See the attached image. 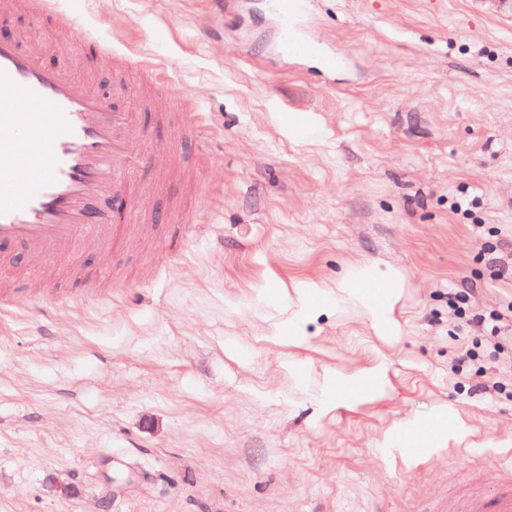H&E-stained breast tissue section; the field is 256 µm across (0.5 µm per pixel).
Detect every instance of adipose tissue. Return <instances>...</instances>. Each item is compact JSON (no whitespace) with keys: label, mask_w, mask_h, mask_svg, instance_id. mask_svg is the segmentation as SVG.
Listing matches in <instances>:
<instances>
[{"label":"adipose tissue","mask_w":512,"mask_h":512,"mask_svg":"<svg viewBox=\"0 0 512 512\" xmlns=\"http://www.w3.org/2000/svg\"><path fill=\"white\" fill-rule=\"evenodd\" d=\"M401 288L397 272L381 270L368 261L357 263L345 271L336 287L335 296H327L313 284L300 285L296 289L299 310L290 323L293 337L297 340L302 338L307 314L334 303L358 307L381 335H396L394 308L400 300ZM436 419L441 427L435 431L425 423L415 420L407 422L394 433L389 441L390 446L427 448L438 439L452 437L455 433L453 414L440 413Z\"/></svg>","instance_id":"ef3b65f1"}]
</instances>
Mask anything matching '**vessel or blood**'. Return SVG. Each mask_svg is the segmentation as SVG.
I'll return each mask as SVG.
<instances>
[{"instance_id":"b4317fda","label":"vessel or blood","mask_w":512,"mask_h":512,"mask_svg":"<svg viewBox=\"0 0 512 512\" xmlns=\"http://www.w3.org/2000/svg\"><path fill=\"white\" fill-rule=\"evenodd\" d=\"M306 0H270L278 49L321 59L339 55L300 30ZM138 113L115 108L45 52L0 33V257L48 260L93 242L109 246L116 228L112 190L143 162L132 145Z\"/></svg>"}]
</instances>
